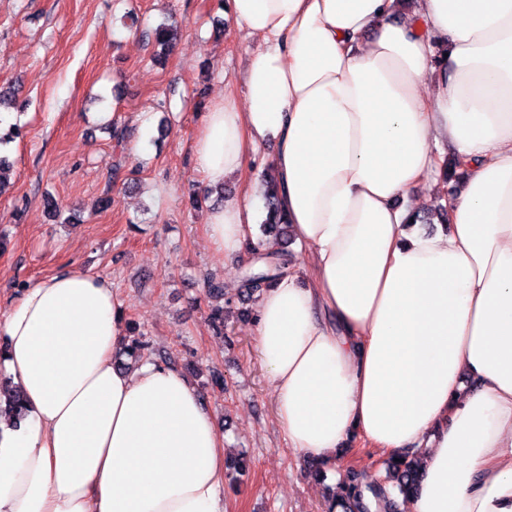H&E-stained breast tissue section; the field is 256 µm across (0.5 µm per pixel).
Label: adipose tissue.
Here are the masks:
<instances>
[{
	"label": "adipose tissue",
	"instance_id": "1",
	"mask_svg": "<svg viewBox=\"0 0 512 512\" xmlns=\"http://www.w3.org/2000/svg\"><path fill=\"white\" fill-rule=\"evenodd\" d=\"M258 40L245 101L217 99L194 145L208 188L276 142L280 204L306 250L260 297L259 355L299 460L357 439L419 451L405 512H512V0H227ZM448 45L445 57L435 49ZM446 144L466 176L447 229L415 220ZM253 201L213 208L237 253ZM26 398L0 416V512H226L224 434L177 370L116 368L106 277L35 281L0 316Z\"/></svg>",
	"mask_w": 512,
	"mask_h": 512
}]
</instances>
